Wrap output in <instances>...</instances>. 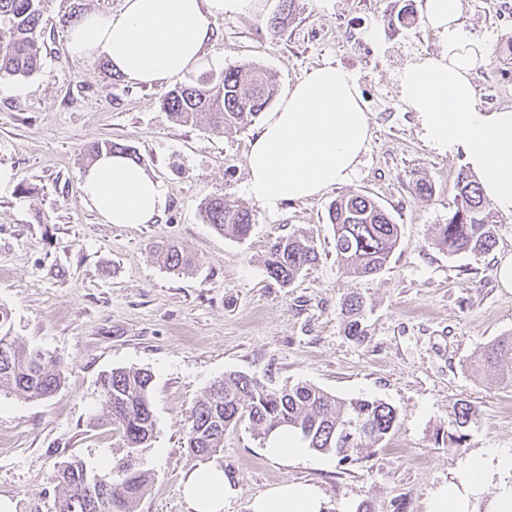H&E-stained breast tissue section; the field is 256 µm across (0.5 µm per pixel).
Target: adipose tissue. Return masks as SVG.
<instances>
[{
    "mask_svg": "<svg viewBox=\"0 0 512 512\" xmlns=\"http://www.w3.org/2000/svg\"><path fill=\"white\" fill-rule=\"evenodd\" d=\"M258 0H124L117 13L90 12L72 28L68 50L104 60L125 79L147 85L181 76L201 62L216 18L254 11ZM461 0H425L422 23L440 50L410 60L399 74L400 97L418 112L423 136L437 152L462 150L495 210L512 215V109L487 110L474 98L472 76L490 48L462 25ZM369 137L352 74L312 69L268 112L246 158V193L276 209L346 181ZM83 198L106 224H149L163 212L166 188L125 155H101L79 182ZM234 488L220 464L191 473L183 494L193 512H224ZM309 484L284 482L254 497L250 512H324ZM426 512H512V455L468 458L458 480L437 487Z\"/></svg>",
    "mask_w": 512,
    "mask_h": 512,
    "instance_id": "ef3b65f1",
    "label": "adipose tissue"
}]
</instances>
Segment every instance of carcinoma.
Masks as SVG:
<instances>
[{
    "instance_id": "obj_1",
    "label": "carcinoma",
    "mask_w": 512,
    "mask_h": 512,
    "mask_svg": "<svg viewBox=\"0 0 512 512\" xmlns=\"http://www.w3.org/2000/svg\"><path fill=\"white\" fill-rule=\"evenodd\" d=\"M45 0H0V76H27L40 67L37 30ZM276 93L273 75L260 67L224 70L219 80L208 75L191 76L171 90L163 107L178 124H193L207 116L211 129L252 125L266 111ZM120 153L136 158L124 144L106 141L87 149L90 161L101 153ZM205 223L224 236L242 240L252 227L251 213L227 203L221 196H207L201 203ZM334 231L336 261L347 277L358 280L379 274L389 264L399 244V225L372 197L349 192L336 197L327 210ZM495 213L483 197L476 176L462 170L457 176V196L448 222L436 225L433 243L450 254L484 256L496 245ZM319 258L311 237L291 234L276 238L264 256L268 277L282 286L293 284ZM159 261L172 272L190 270L192 260L176 245L159 251ZM364 301L351 292L340 302L344 332L363 341L361 317ZM470 367L497 370L495 383L512 388V336H502L480 348ZM64 365L40 351L29 349L10 332L9 313L0 307V389L28 399L53 395L64 381ZM153 375L144 369L116 368L100 378L105 413L101 419L112 426L126 456L115 465L90 471L80 460L57 470L53 477L59 495L55 512H132L150 484V475L136 468L135 454L145 448L156 432L151 405ZM468 403L454 404L457 429L476 419ZM248 418L256 435L267 439L279 428L297 432L304 447L333 454L340 461L369 450L390 436L398 412L380 399H339L307 383L275 385L238 372L214 381L195 401L188 417L186 448L194 456H210L224 447V431ZM125 473L120 485L112 472Z\"/></svg>"
}]
</instances>
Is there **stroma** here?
I'll return each mask as SVG.
<instances>
[{"label":"stroma","instance_id":"1","mask_svg":"<svg viewBox=\"0 0 512 512\" xmlns=\"http://www.w3.org/2000/svg\"><path fill=\"white\" fill-rule=\"evenodd\" d=\"M407 1L422 3L295 0L275 31L282 0L216 20L202 71L217 77L256 64L282 93L330 63L353 74L368 116L370 138L347 181L272 211L245 192L258 125L217 134L204 121L176 124L160 105L173 82L138 85L67 49L83 15L119 12L123 0H47L41 68L0 78V167L15 181L0 197V306L20 343L67 371L44 400L0 391V496L13 512H52L53 476L64 462L97 471L123 456L110 428L90 424L103 411L98 379L115 368L153 375L157 429L136 459L153 482L134 512H191L182 483L210 461L235 488L224 512H249L254 496L286 480L316 485L325 512H426L430 493L456 480L467 458L512 455V388L468 367L476 349L512 335V288L496 274L498 256L512 253V216H501L497 244L480 258L431 241L454 208L465 159L432 149L418 112L400 99L402 68L440 49L421 21L387 25ZM461 20L491 49L473 78L477 104L512 108V0H463ZM106 140L132 146L141 166L164 181L167 205L155 223L104 224L83 202L85 149ZM417 176L432 183L430 199L415 197ZM352 191L372 196L400 227L389 265L356 282L336 262L327 221L329 204ZM213 194L252 213L247 239L219 235L203 221L201 202ZM292 233L312 237L319 260L284 287L268 278L261 258L273 239ZM164 242L191 253L194 271L162 267L152 248ZM352 291L366 301L362 343L345 335L339 315ZM227 372L305 382L346 400L380 399L399 422L347 463L314 451L274 461L245 420L225 431L210 458L194 456L185 447L186 419ZM460 400L476 407L478 419L459 443L450 435Z\"/></svg>","mask_w":512,"mask_h":512}]
</instances>
